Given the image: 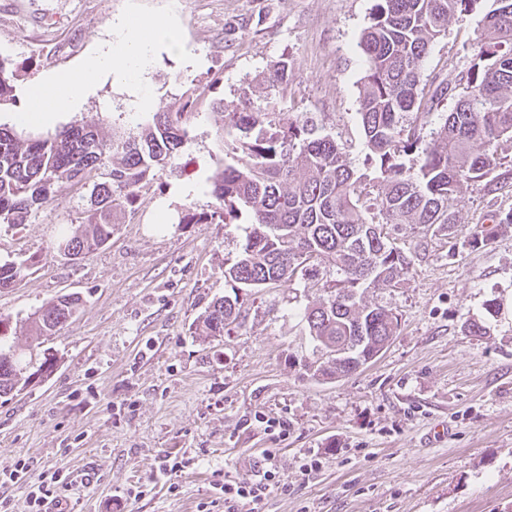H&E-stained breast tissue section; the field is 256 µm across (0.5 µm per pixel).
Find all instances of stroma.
Masks as SVG:
<instances>
[{"label":"stroma","instance_id":"stroma-1","mask_svg":"<svg viewBox=\"0 0 512 512\" xmlns=\"http://www.w3.org/2000/svg\"><path fill=\"white\" fill-rule=\"evenodd\" d=\"M375 0H0V58L19 75L0 123L18 125L27 90L76 69L112 39L113 20L171 16L185 53L157 46L143 76L153 106L195 101L179 155L157 167L118 214L110 242L69 261L51 253L75 230L90 188L68 185L28 224H0V260L34 259L17 286L0 292L12 339L27 342V318L58 295L79 293L75 317L34 356L51 350L53 373L0 397V468L26 461L31 477L56 469L76 482L64 512H227L221 486L254 479L275 456L287 493L270 489L238 512H512V230L470 246L480 225L512 210V142L497 153V190H463L452 229H406L413 256L405 284L369 293L400 328L383 352L334 382L302 366L313 343L299 316L318 294L313 281L271 287L244 302L239 326L203 336L198 319L231 294L224 261L241 225L184 224L186 211L214 208L209 180L236 137L209 104L235 100L270 64L288 58L292 77L274 98L283 116L312 114L355 162L364 159L359 48ZM486 9L451 18L426 59L424 82L465 77ZM145 117L137 90L112 73L97 77L73 111L39 125L51 133L97 121L136 131ZM184 185L195 193L178 196ZM173 213L157 229L158 208ZM497 299L498 316L484 304ZM484 319L489 336L464 323ZM287 423L264 430L262 419ZM447 425L438 438L434 430ZM186 460L158 476L159 457ZM317 456V470L302 471Z\"/></svg>","mask_w":512,"mask_h":512}]
</instances>
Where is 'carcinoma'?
Listing matches in <instances>:
<instances>
[{
	"mask_svg": "<svg viewBox=\"0 0 512 512\" xmlns=\"http://www.w3.org/2000/svg\"><path fill=\"white\" fill-rule=\"evenodd\" d=\"M477 36L479 62L453 108L433 122L448 96L440 86L421 88L431 46L448 22L472 10L477 0H376L359 47L364 76L359 118L365 161L375 177L359 172L336 138L311 116L288 122L255 106L288 87V59L241 88L237 103L212 102L224 125L240 132L231 161L212 177L215 210L187 212L181 224H237L244 236L224 279L233 295L215 300L199 320L208 336H222L239 323L244 300L306 276L320 294L303 312L322 361H303L312 378H344L372 361L396 335L398 316L365 300L369 290L397 288L406 281L411 257L397 246L405 224L426 231L457 223L463 189L486 180L497 168L494 146L512 142V0H488ZM18 74L0 60V107L13 103ZM189 104H166L138 125L135 134L112 127L108 136L94 122H74L53 134L0 124V224L20 226L57 203L61 189L93 182L85 222L62 232L53 249L66 257L105 246L112 239V214L124 209L153 170L170 162L188 136ZM512 227V211L493 216L471 241L488 244ZM35 262H0V289L14 288ZM81 298L64 294L42 305L30 320L31 338L45 340L67 324ZM10 321L0 317V396L47 376L53 361L35 366L9 343Z\"/></svg>",
	"mask_w": 512,
	"mask_h": 512,
	"instance_id": "cac0c4a2",
	"label": "carcinoma"
}]
</instances>
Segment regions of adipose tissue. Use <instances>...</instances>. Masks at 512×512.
I'll return each instance as SVG.
<instances>
[{"label": "adipose tissue", "instance_id": "1", "mask_svg": "<svg viewBox=\"0 0 512 512\" xmlns=\"http://www.w3.org/2000/svg\"><path fill=\"white\" fill-rule=\"evenodd\" d=\"M162 42L174 47L180 44L170 21L162 18L125 19L117 25L114 38L90 55L79 71L47 76L29 93L24 121L44 122L53 114L71 109L78 93L104 72L119 74L131 83H138L150 64L154 49Z\"/></svg>", "mask_w": 512, "mask_h": 512}]
</instances>
